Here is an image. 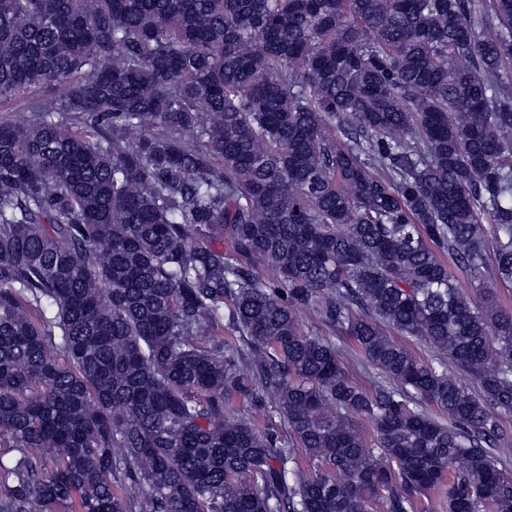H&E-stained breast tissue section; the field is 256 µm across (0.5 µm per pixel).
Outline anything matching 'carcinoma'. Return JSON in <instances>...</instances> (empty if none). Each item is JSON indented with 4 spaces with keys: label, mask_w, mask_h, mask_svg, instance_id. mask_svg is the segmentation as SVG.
<instances>
[{
    "label": "carcinoma",
    "mask_w": 512,
    "mask_h": 512,
    "mask_svg": "<svg viewBox=\"0 0 512 512\" xmlns=\"http://www.w3.org/2000/svg\"><path fill=\"white\" fill-rule=\"evenodd\" d=\"M17 102L0 512H512V0H0Z\"/></svg>",
    "instance_id": "cac0c4a2"
}]
</instances>
